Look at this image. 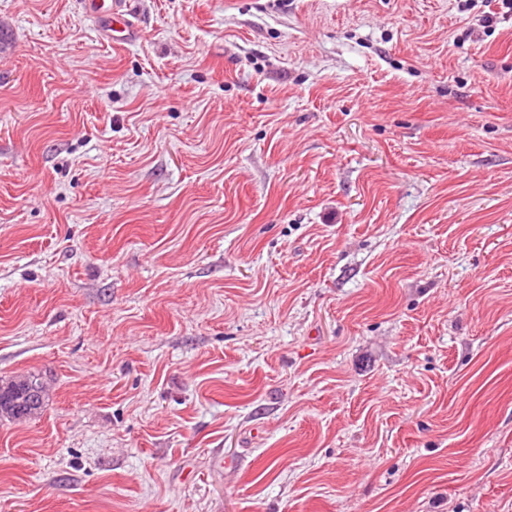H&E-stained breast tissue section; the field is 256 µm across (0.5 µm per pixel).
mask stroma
Returning <instances> with one entry per match:
<instances>
[{"mask_svg":"<svg viewBox=\"0 0 512 512\" xmlns=\"http://www.w3.org/2000/svg\"><path fill=\"white\" fill-rule=\"evenodd\" d=\"M0 0V512H512V15ZM85 13L95 19L103 36L115 46L126 47L140 36L141 29L132 19L127 0H82Z\"/></svg>","mask_w":512,"mask_h":512,"instance_id":"1","label":"stroma"}]
</instances>
